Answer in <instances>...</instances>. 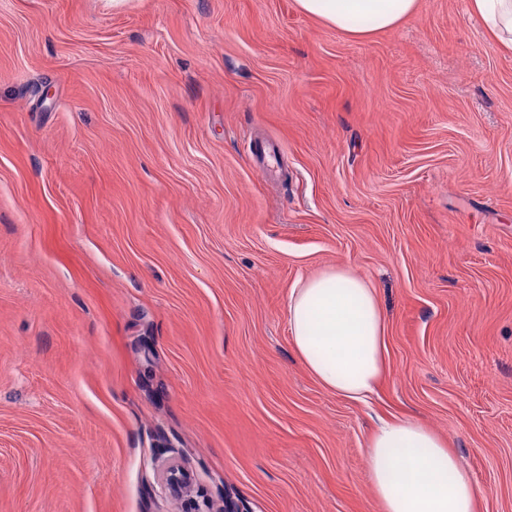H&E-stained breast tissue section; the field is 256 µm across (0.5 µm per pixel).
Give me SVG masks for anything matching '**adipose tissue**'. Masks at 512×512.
Instances as JSON below:
<instances>
[{"mask_svg": "<svg viewBox=\"0 0 512 512\" xmlns=\"http://www.w3.org/2000/svg\"><path fill=\"white\" fill-rule=\"evenodd\" d=\"M299 9L352 38L390 30L418 0H297ZM496 41L512 50V0H471ZM294 351L328 391L365 403L386 375V323L377 291L348 267L299 280L287 303ZM381 512H477L478 488L447 439L423 422L380 419L364 449Z\"/></svg>", "mask_w": 512, "mask_h": 512, "instance_id": "ef3b65f1", "label": "adipose tissue"}]
</instances>
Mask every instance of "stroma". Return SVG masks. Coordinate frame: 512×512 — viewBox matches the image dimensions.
<instances>
[{
  "mask_svg": "<svg viewBox=\"0 0 512 512\" xmlns=\"http://www.w3.org/2000/svg\"><path fill=\"white\" fill-rule=\"evenodd\" d=\"M336 265L386 319L367 406L290 342ZM389 413L512 512V52L470 0L358 40L296 0H0V512H380ZM162 479L164 490L176 499L188 496L195 487L190 471L181 464L169 465L163 473Z\"/></svg>",
  "mask_w": 512,
  "mask_h": 512,
  "instance_id": "1",
  "label": "stroma"
}]
</instances>
